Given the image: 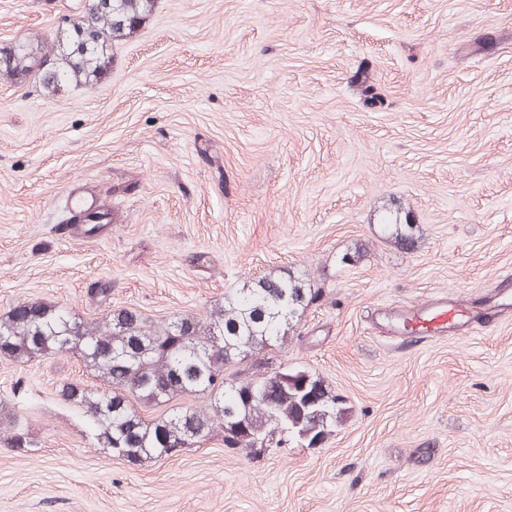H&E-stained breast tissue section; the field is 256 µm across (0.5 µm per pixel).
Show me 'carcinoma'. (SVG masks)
I'll use <instances>...</instances> for the list:
<instances>
[{
  "label": "carcinoma",
  "mask_w": 512,
  "mask_h": 512,
  "mask_svg": "<svg viewBox=\"0 0 512 512\" xmlns=\"http://www.w3.org/2000/svg\"><path fill=\"white\" fill-rule=\"evenodd\" d=\"M153 6L154 0H108L103 9L82 12L52 41L53 62H41L24 42L0 62V78L32 73L48 91L66 82L92 86L107 70L112 43L130 36ZM383 225L397 246H417L418 226L410 221L392 214ZM312 300L309 279L281 271L225 292L203 318L174 316L159 327L129 308L89 321L64 307L28 303L0 316V354L17 363L78 356L100 385L67 384L61 395L114 457L132 464L177 457L217 435L225 448L258 458L275 448L315 447L343 420L341 399L321 377L270 356L288 342L294 318ZM100 344L112 356H101ZM199 394L210 403L166 410L180 396ZM142 408L163 413L146 420ZM243 422L251 434L240 433ZM6 442L27 452L37 447L21 429L9 430Z\"/></svg>",
  "instance_id": "obj_1"
}]
</instances>
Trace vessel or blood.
<instances>
[{"mask_svg":"<svg viewBox=\"0 0 512 512\" xmlns=\"http://www.w3.org/2000/svg\"><path fill=\"white\" fill-rule=\"evenodd\" d=\"M63 202L83 224L87 223L89 215L102 209L93 190L75 184L67 189ZM477 316V311L469 309L464 303L450 297H440L393 312L390 318L380 323L379 328L385 334L396 335L402 324L413 322L419 331L425 333L461 335L471 328Z\"/></svg>","mask_w":512,"mask_h":512,"instance_id":"b4317fda","label":"vessel or blood"}]
</instances>
